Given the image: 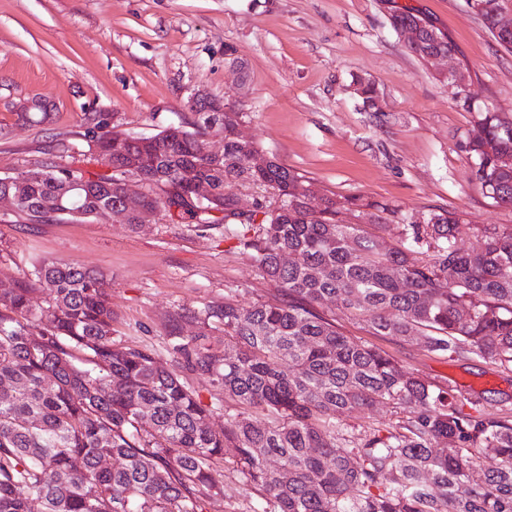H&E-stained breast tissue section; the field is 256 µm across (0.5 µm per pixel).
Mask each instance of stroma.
I'll list each match as a JSON object with an SVG mask.
<instances>
[{"label": "stroma", "instance_id": "35a3bbf8", "mask_svg": "<svg viewBox=\"0 0 512 512\" xmlns=\"http://www.w3.org/2000/svg\"><path fill=\"white\" fill-rule=\"evenodd\" d=\"M413 8L455 45L478 103L512 119V52L499 47L467 0H0V176L39 168L44 147L86 164L83 115L118 113L126 131L151 136L187 122L199 90L242 114V131L323 195L379 203L363 230L400 244L405 225L458 213L457 244L477 228L512 226V206L485 197L467 152L474 113L457 105L438 66L409 51L390 24ZM237 48L244 68L224 57ZM372 80L376 104L355 90ZM39 96L45 124L19 121L15 106ZM77 261L104 271L115 320L112 339L167 360L172 312L277 302L282 293L223 232L174 224L163 213L137 229L108 218L0 221V284L39 262ZM347 336L370 342L408 371L477 400L488 416L512 413V371L469 354L448 357L415 341L371 335L366 322L322 305ZM208 512H256L233 464Z\"/></svg>", "mask_w": 512, "mask_h": 512}]
</instances>
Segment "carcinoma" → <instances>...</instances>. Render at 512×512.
I'll return each mask as SVG.
<instances>
[{"instance_id":"1","label":"carcinoma","mask_w":512,"mask_h":512,"mask_svg":"<svg viewBox=\"0 0 512 512\" xmlns=\"http://www.w3.org/2000/svg\"><path fill=\"white\" fill-rule=\"evenodd\" d=\"M484 2L485 27L511 52L512 31L495 29L505 0ZM391 25L416 32L408 48L422 60L455 51L409 9ZM458 104L477 114L467 142L473 179L512 206V166L501 163L512 156V122ZM242 117L204 98L187 125L130 137L118 113L86 112L82 137L101 170L49 160L0 177V194L36 223L114 210L126 180L139 177L147 205L202 232L224 227L284 295L174 315L163 364L112 342V302L97 269L44 262L0 288V512H31L34 500L41 512H207L224 495L218 467L228 453L246 489L261 493L260 512H512V415L466 411L454 387L406 370L317 310L329 303L365 318L376 336L418 337L429 352L512 367V227L486 225L460 249L459 217L444 211L409 225L403 247L366 236L336 223L338 209L380 205L318 200L297 171L275 161L253 167L259 149L235 137ZM220 133L218 156L206 140ZM194 181L210 186L212 204L191 197ZM236 182L264 187L275 204L237 214L226 191ZM182 321L199 332L181 335ZM216 324L222 350L207 340ZM186 374L240 405L224 413L223 432ZM376 404L397 409L396 422L357 430L339 421Z\"/></svg>"}]
</instances>
